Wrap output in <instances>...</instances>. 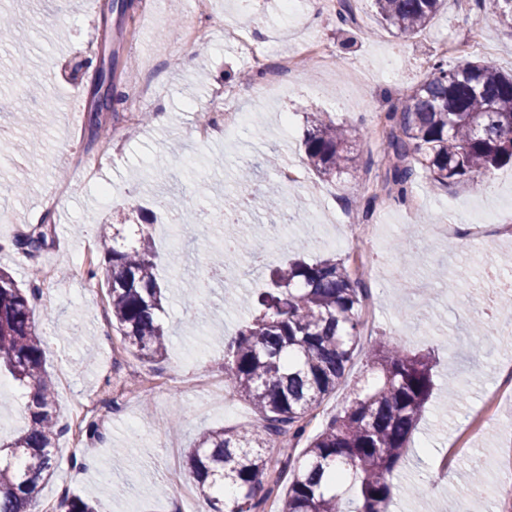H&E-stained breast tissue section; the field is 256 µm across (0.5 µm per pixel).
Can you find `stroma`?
Listing matches in <instances>:
<instances>
[{
	"label": "stroma",
	"mask_w": 512,
	"mask_h": 512,
	"mask_svg": "<svg viewBox=\"0 0 512 512\" xmlns=\"http://www.w3.org/2000/svg\"><path fill=\"white\" fill-rule=\"evenodd\" d=\"M209 18L205 38L186 45L182 24L198 3ZM104 0H0V10L16 14L20 40L0 42V209L9 216L0 223V241L16 242L33 227L50 225L46 246L34 257L17 250H0V269L20 287L38 285L33 300L38 333L44 337L46 368L64 433L56 441L58 468L39 490L46 505L57 504L69 490L97 500L104 512H205L186 455L199 435L210 429L250 430L259 414L239 396L215 404L196 387L201 376H224L223 337L235 334L247 314L251 289L265 287L266 267L250 256L226 257L224 276L239 280L240 308L225 311L224 288L213 279L202 296L206 317L186 305L183 293L192 289L202 266L224 247L231 226L273 224L274 216L242 206L223 219L210 212L214 196L251 192L261 198L276 192L285 207L306 201V215L287 232L263 241L270 263L299 257L314 263L327 257L352 264L360 243L338 221L347 202L363 205L371 196L386 164L373 125L396 105L401 88L420 81L434 55L456 64L455 44L473 40L484 44L482 58L494 60L512 73V31L480 11L475 0H448L445 9L421 33L394 36L378 29L371 0H354L359 27L338 31L331 6L311 11L310 0H300L295 15H287L284 0H180V20L170 19L169 0H138L130 15L104 17ZM250 24L257 28L268 52L269 65L296 52L302 38L328 42L333 67L311 62L285 87L268 88L261 82L241 83L229 70L248 69L249 63L225 37L227 30ZM108 39L119 60L116 91L126 94L155 65L160 77L150 97L137 105L151 112V124L129 121L125 107L100 116L99 126L89 112L77 111L76 100H88L93 70L74 71L78 56L99 57L101 39ZM25 55V69H14L11 59ZM193 65H185V58ZM51 102L44 117L39 147H30L15 120V106L30 110ZM239 110L251 119L238 129L208 142L193 139L199 111ZM322 110L336 122L353 127L352 148L367 165L366 173L331 183L306 172L302 183L286 186L266 163L276 156L280 164L301 163L300 143L308 112ZM97 166L95 180H85L86 163ZM254 169L252 180L239 184L244 165ZM26 184L15 195V184ZM207 193H198L199 184ZM173 199L193 225L175 228L164 239L161 226L173 215H160L158 200ZM467 209L473 223L487 213L512 214V166L492 170L483 185L439 187L418 175L406 202L376 205L371 223L377 224L373 243L376 273L365 276L362 288L375 303L372 319L361 331L357 352L345 381L325 399L310 427L318 432L326 419L345 405L356 382L369 379V351L380 341L402 345L410 353L435 357L433 395L411 439L400 472L394 480L389 512H448L449 500L467 491L470 474L480 469L485 481L501 479L502 448L512 435L502 425L512 422V399L498 407L494 422L474 430L465 448L449 464L447 478L436 465L448 452L486 392L500 382L503 365L512 364V317L497 314L487 338L469 335L474 319L487 316L494 293L483 255L488 251L512 254V237L493 232L477 240L471 251H461L441 237H421L419 253L395 251L393 244L411 224H445L458 209ZM154 214L151 233L161 279L176 277L165 327L170 337L166 358L139 359L124 345L107 314L105 276L89 280L85 257L103 267L94 252L100 237L122 233L133 241L144 215ZM79 325L85 344L66 337L70 325ZM7 387L0 392V439L10 440L27 427L22 392L10 375L0 373ZM456 385L463 399L448 406V387ZM97 403L91 418L77 417L85 404ZM99 434L86 436L87 421ZM93 456V467L72 465V457ZM424 482L429 500L409 495L406 486Z\"/></svg>",
	"instance_id": "stroma-1"
}]
</instances>
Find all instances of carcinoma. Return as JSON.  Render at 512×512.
I'll return each mask as SVG.
<instances>
[{
  "label": "carcinoma",
  "instance_id": "obj_1",
  "mask_svg": "<svg viewBox=\"0 0 512 512\" xmlns=\"http://www.w3.org/2000/svg\"><path fill=\"white\" fill-rule=\"evenodd\" d=\"M446 0H372L377 24L391 34H416L441 12ZM512 29V0H476ZM339 27L357 24L351 0H339ZM383 189L403 201L418 171L448 187L478 183L488 171L512 163V75L494 62L462 60L453 68L432 60L424 78L404 90L402 105L384 114ZM352 129L325 112L306 115L302 147L316 174L333 181L357 170ZM136 247L101 242L112 326L125 346L155 360L168 349L160 314L167 285L156 273L149 225H140ZM262 229L234 238L228 248L254 255ZM34 228L17 246L27 255L45 240ZM0 270V367L34 392L26 402L30 424L8 444L11 461L0 462V512H40L35 490L56 471L61 433L44 340L37 333L31 298ZM365 289L342 260L309 264L301 259L269 267V283L255 291L253 314L228 345L224 384L261 415L254 430L203 432L187 456L208 512H387L392 479L431 396L433 365L393 344L372 351L376 375L354 392L351 403L310 437V414L343 380L363 324ZM305 448L298 449L301 443ZM286 445L271 460L262 449ZM237 490L224 501V486ZM67 512H100L99 505L64 491Z\"/></svg>",
  "mask_w": 512,
  "mask_h": 512
}]
</instances>
